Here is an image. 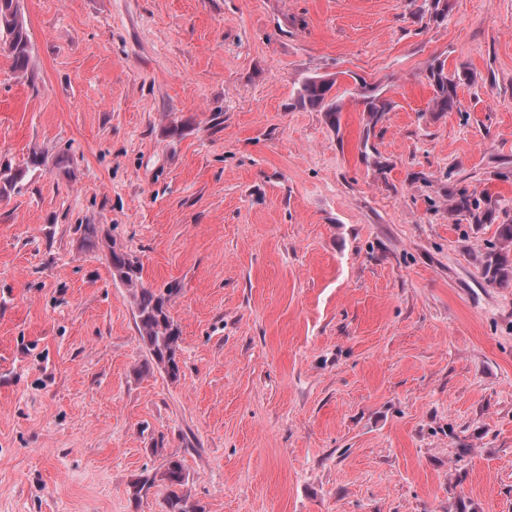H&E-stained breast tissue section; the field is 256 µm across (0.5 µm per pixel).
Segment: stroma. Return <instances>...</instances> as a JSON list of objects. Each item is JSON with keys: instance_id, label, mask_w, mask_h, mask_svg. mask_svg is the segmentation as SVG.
Wrapping results in <instances>:
<instances>
[{"instance_id": "35a3bbf8", "label": "stroma", "mask_w": 512, "mask_h": 512, "mask_svg": "<svg viewBox=\"0 0 512 512\" xmlns=\"http://www.w3.org/2000/svg\"><path fill=\"white\" fill-rule=\"evenodd\" d=\"M20 0L0 55V512H512V0ZM459 110L430 109L435 60ZM334 81L337 123L300 107ZM393 103L364 136L358 80ZM373 149L362 153L361 140ZM65 160L58 168L57 160ZM101 225L176 283L180 373L148 356ZM0 54L11 60L12 69L27 75L31 51L24 19L14 0H0ZM450 211L470 220L473 224H492L496 209L487 199H481L463 190L453 194L450 199ZM495 239L483 255V274L489 284L509 288L512 287V221L497 224ZM157 482H161L168 490L166 512H201L182 490L188 482V474L181 459L170 457L160 472L134 481L130 486V494L133 499L140 500Z\"/></svg>"}]
</instances>
